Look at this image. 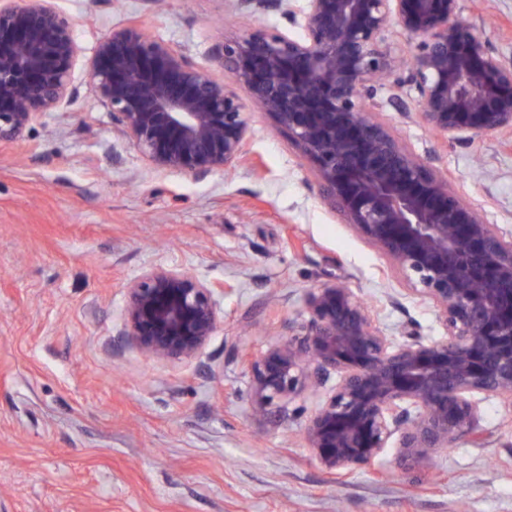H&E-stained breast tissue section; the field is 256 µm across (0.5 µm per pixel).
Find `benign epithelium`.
<instances>
[{"instance_id":"obj_1","label":"benign epithelium","mask_w":512,"mask_h":512,"mask_svg":"<svg viewBox=\"0 0 512 512\" xmlns=\"http://www.w3.org/2000/svg\"><path fill=\"white\" fill-rule=\"evenodd\" d=\"M240 3L277 10L300 34L249 30L215 50L213 69L141 27L114 28L94 48L90 78L117 132L157 168L234 167L251 111L288 133L323 203L434 305L444 335L387 336L352 289L324 284L288 336L247 359L253 410L317 394L334 374L304 430L322 468L369 466L389 448L404 465L426 460L476 435V396L512 406V232L488 223L367 103L394 76L397 111L449 143L512 132V59L462 20L461 0ZM75 26L56 0L0 4V140L68 103ZM394 30L412 43L406 57ZM222 293L187 271L150 268L124 287L117 335L158 362L192 361L224 325Z\"/></svg>"}]
</instances>
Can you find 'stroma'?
<instances>
[{"mask_svg":"<svg viewBox=\"0 0 512 512\" xmlns=\"http://www.w3.org/2000/svg\"><path fill=\"white\" fill-rule=\"evenodd\" d=\"M56 4L82 49L72 99L0 142V512H512V408L499 400L481 401L479 439L406 469L390 449L342 477L305 443L314 396L252 414L242 358L287 335L309 290L346 284L391 336H442L437 310L323 204L268 116L252 113L239 166L161 171L117 133L86 65L130 24L205 68L223 41L297 27L236 0ZM461 5L512 56V0ZM388 96L379 119L512 231V135L446 143ZM153 267L225 286L224 327L197 360L160 363L113 334L124 285Z\"/></svg>","mask_w":512,"mask_h":512,"instance_id":"35a3bbf8","label":"stroma"}]
</instances>
